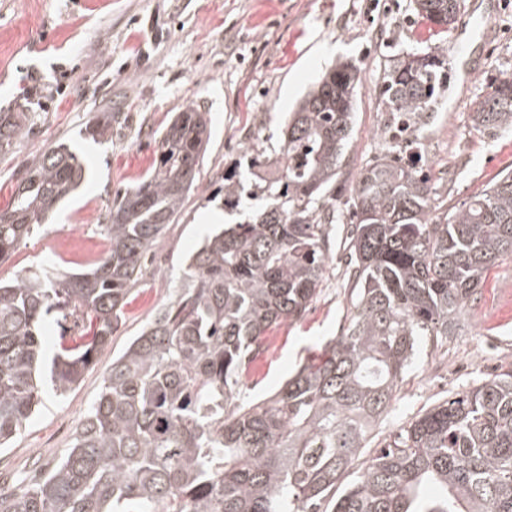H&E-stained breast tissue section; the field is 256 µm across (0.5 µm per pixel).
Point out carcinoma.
Instances as JSON below:
<instances>
[{
  "label": "carcinoma",
  "instance_id": "carcinoma-1",
  "mask_svg": "<svg viewBox=\"0 0 512 512\" xmlns=\"http://www.w3.org/2000/svg\"><path fill=\"white\" fill-rule=\"evenodd\" d=\"M435 35L461 21L463 0H414ZM436 48L385 71L381 94L396 132L447 89ZM361 68L345 61L299 101L279 175L246 188L224 175V200L252 215L205 237L166 304L106 372L69 452L21 494L0 489V512H512V370L453 392L364 461L342 484L396 397L424 340L448 338L485 272L512 260V171L460 207L433 215L423 169L384 157L351 189L354 314L320 362L302 364L269 398L240 403L247 365L267 335L304 315L320 292L336 209V177L351 138ZM112 112L85 132L102 142ZM472 121L512 129V71L472 102ZM29 113L0 112V152ZM210 119L174 115L158 161L117 195L101 231L109 248L87 272L30 271L0 281V447L50 381L65 395L122 324L146 256L199 188ZM84 179L78 153L51 146L0 209V262ZM73 323L49 357L44 326Z\"/></svg>",
  "mask_w": 512,
  "mask_h": 512
}]
</instances>
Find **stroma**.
<instances>
[{"label": "stroma", "instance_id": "35a3bbf8", "mask_svg": "<svg viewBox=\"0 0 512 512\" xmlns=\"http://www.w3.org/2000/svg\"><path fill=\"white\" fill-rule=\"evenodd\" d=\"M474 2L464 0L461 22L435 36L412 0H0V111L21 104L31 116L23 138L0 153V209L25 166L57 142L74 145L85 168L75 196L0 264L1 280L40 264L65 272L91 267L108 248L99 226L116 192L155 166L161 134L175 113L194 105L210 118L200 187L158 246L164 269L146 262L121 327L80 384L63 397L45 388L36 412L0 452V480L23 490L36 471H49L65 456L113 357L167 301L187 257L203 242L196 215L223 210L224 175L247 167L249 148L262 151V174L275 172L289 112L337 62L355 61L363 79L336 181L337 207L349 208L361 170L387 155L423 168L441 212L512 170V130L492 135L471 119V103L487 77L512 66V0H488L486 21ZM435 46L448 61L443 97L408 132L382 136L393 122L379 91L386 67ZM111 110L119 114L111 139L97 143L85 136L95 113ZM350 231V225H334L319 295L301 319L271 332L266 351L242 379L245 397L271 395L348 325ZM509 367L512 262L487 273L442 345L419 347L374 431L375 442L389 440L449 393Z\"/></svg>", "mask_w": 512, "mask_h": 512}]
</instances>
